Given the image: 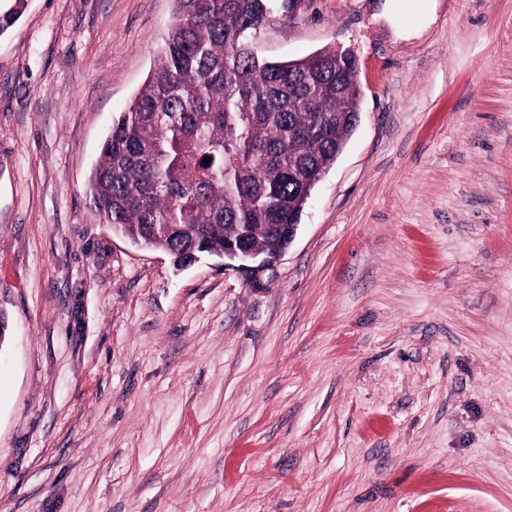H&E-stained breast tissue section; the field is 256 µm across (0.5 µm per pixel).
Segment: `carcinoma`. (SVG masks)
Here are the masks:
<instances>
[{"mask_svg":"<svg viewBox=\"0 0 512 512\" xmlns=\"http://www.w3.org/2000/svg\"><path fill=\"white\" fill-rule=\"evenodd\" d=\"M270 0H176L159 61L112 123L88 184L92 206L134 245L180 269L196 245L224 253L250 224V243L283 248L273 224H293L314 189L292 173L324 174L354 132L355 59L326 49L272 61L253 43ZM25 0L0 9V32ZM330 120L314 148L315 116ZM211 162L204 163V158Z\"/></svg>","mask_w":512,"mask_h":512,"instance_id":"1","label":"carcinoma"}]
</instances>
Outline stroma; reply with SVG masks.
<instances>
[{
	"label": "stroma",
	"mask_w": 512,
	"mask_h": 512,
	"mask_svg": "<svg viewBox=\"0 0 512 512\" xmlns=\"http://www.w3.org/2000/svg\"><path fill=\"white\" fill-rule=\"evenodd\" d=\"M174 8L0 34V512H512V0H272L362 108L262 288L89 203Z\"/></svg>",
	"instance_id": "obj_1"
}]
</instances>
